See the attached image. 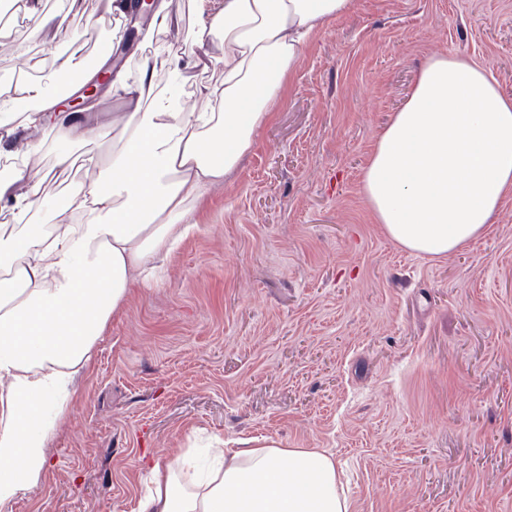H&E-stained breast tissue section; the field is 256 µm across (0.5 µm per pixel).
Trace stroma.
<instances>
[{"instance_id": "stroma-1", "label": "stroma", "mask_w": 512, "mask_h": 512, "mask_svg": "<svg viewBox=\"0 0 512 512\" xmlns=\"http://www.w3.org/2000/svg\"><path fill=\"white\" fill-rule=\"evenodd\" d=\"M113 42L155 90L193 100L221 80V48L191 37ZM27 10L0 14V89L62 79L52 36L19 50ZM199 59L174 78L171 52ZM487 68L512 98V0H353L316 32L251 150L192 214L198 229L134 284L108 322L39 487L8 512H136L151 458L203 438L322 448L352 512H512V194L487 233L441 259L411 254L372 222L362 173L428 56ZM33 170L53 224L112 139H49ZM68 156V165L57 163Z\"/></svg>"}]
</instances>
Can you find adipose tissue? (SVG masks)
<instances>
[{
    "instance_id": "ef3b65f1",
    "label": "adipose tissue",
    "mask_w": 512,
    "mask_h": 512,
    "mask_svg": "<svg viewBox=\"0 0 512 512\" xmlns=\"http://www.w3.org/2000/svg\"><path fill=\"white\" fill-rule=\"evenodd\" d=\"M352 0H224L219 13L195 0L196 43L224 46V78L201 86L199 104L167 111L152 72L109 89L130 109L108 128L122 144L111 166L90 172L60 208L49 235L0 236V512L37 487L49 445L68 419L76 382L133 282H150L160 258L194 230V204L224 182L269 122L299 68L309 35L347 13ZM80 0L16 30L23 45L52 32L73 48L66 24ZM0 112L29 102L26 127L66 139L99 136L86 115L60 108L41 85ZM42 178L22 166L0 182V204L19 217L41 203ZM375 223L404 250L444 258L483 236L512 192V98L485 67L435 54L403 108L379 136L362 174ZM137 512H351L336 461L319 448L270 439L217 447L148 469Z\"/></svg>"
}]
</instances>
